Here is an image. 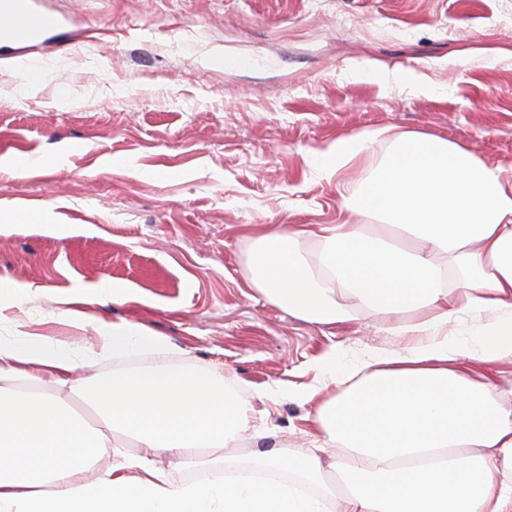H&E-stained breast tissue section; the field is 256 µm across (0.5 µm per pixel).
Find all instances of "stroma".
<instances>
[{
    "mask_svg": "<svg viewBox=\"0 0 512 512\" xmlns=\"http://www.w3.org/2000/svg\"><path fill=\"white\" fill-rule=\"evenodd\" d=\"M62 20L53 49L9 54L45 67L36 94L0 73V288L26 285L0 334L37 332L81 345L61 324L71 299L139 323L174 358L235 381L268 444L313 445L322 379L366 366L401 339L357 307L349 321L309 323L249 287L254 237L337 224L345 187L325 178L336 139L417 132L456 143L512 182V0H27ZM234 58L235 67L224 65ZM416 71L422 94L377 74ZM76 99L59 106L60 93ZM167 179H159L160 171ZM51 213L52 226L36 223ZM128 288L101 296V283ZM248 445L204 462H153L203 481Z\"/></svg>",
    "mask_w": 512,
    "mask_h": 512,
    "instance_id": "stroma-1",
    "label": "stroma"
}]
</instances>
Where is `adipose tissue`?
I'll use <instances>...</instances> for the list:
<instances>
[{"instance_id": "obj_1", "label": "adipose tissue", "mask_w": 512, "mask_h": 512, "mask_svg": "<svg viewBox=\"0 0 512 512\" xmlns=\"http://www.w3.org/2000/svg\"><path fill=\"white\" fill-rule=\"evenodd\" d=\"M392 145L344 195L353 220L255 239L245 271L251 288L303 320L348 321V294L391 316L387 332L405 341L341 395L306 391L320 402L314 448L255 458L316 480L321 453L341 448L331 510L273 483L173 482L153 455L263 441L251 401L223 375L168 358L96 373L110 359L172 348L142 325L72 309L67 323L92 330V343L0 336V512H512V381L473 370L512 361V184L443 139L402 133ZM489 307L497 315L478 341L452 334ZM80 369L88 377L77 379ZM65 391L89 393L98 421L74 412ZM117 434L141 455L121 456ZM104 457L111 463L98 469Z\"/></svg>"}]
</instances>
